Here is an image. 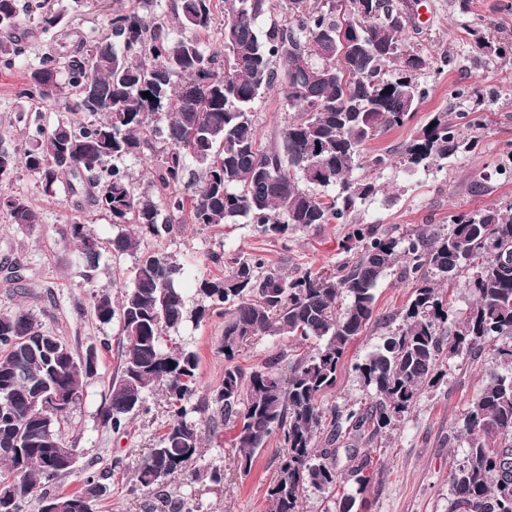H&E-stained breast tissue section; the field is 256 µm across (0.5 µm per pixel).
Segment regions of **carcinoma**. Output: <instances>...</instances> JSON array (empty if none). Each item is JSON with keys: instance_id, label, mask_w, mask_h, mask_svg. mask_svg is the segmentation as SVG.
Instances as JSON below:
<instances>
[{"instance_id": "1", "label": "carcinoma", "mask_w": 512, "mask_h": 512, "mask_svg": "<svg viewBox=\"0 0 512 512\" xmlns=\"http://www.w3.org/2000/svg\"><path fill=\"white\" fill-rule=\"evenodd\" d=\"M352 2L358 37L345 45L322 37L340 26L323 0H172L170 21L117 9L102 28L79 36L77 50L29 68L21 95L93 120L38 127L20 151L0 146V179L22 163L40 175L46 194L80 192L112 223L136 225L112 239L115 251L136 253L144 237L169 233L185 218L205 226L251 224L272 237L324 224L351 229L345 247L351 257L333 284L308 271L274 274L259 257L237 256L227 274L198 283V304L190 308L179 288L183 266L151 252L138 259L132 286L120 297L93 296L99 321H118L122 333L102 422L123 432L151 412L149 395L164 397L166 429L136 469V485L155 492L145 512H195L167 491L178 479L224 482L223 469L199 464L193 417L209 409L233 432V464L244 475L258 450L279 441L269 512H299L309 487L335 492L331 460L336 438L346 437L355 487L341 507L352 512L377 474L374 460L358 453L363 440L407 412L434 385L445 359L476 358L493 339L512 338V268L495 258L512 252V213L495 206L452 215L447 234L396 226L376 235L351 221L358 203L379 192L371 179H352L353 171L389 163L386 154L365 155L366 142L410 121L429 94L417 80L427 60L400 38L411 24L402 0ZM36 7V29L54 39L62 15L43 0ZM277 8L283 23L272 16ZM32 14L18 0H0V64L20 60ZM214 28L220 51L200 40ZM274 87L292 116L276 146L264 150L255 102ZM482 105L478 98L476 108L454 119L445 110L431 113L401 153L403 169H441L472 151V132L484 124ZM158 142L165 147L153 175L157 201L137 192L118 162ZM190 159L198 167L193 179ZM183 186L192 188L191 198L179 194ZM0 212L10 224L39 223L19 195L0 198ZM70 230L82 261L98 268L101 240L83 224ZM470 269L473 300L458 316L438 284ZM430 270L439 283L427 279ZM391 271L415 288L392 316L398 326L353 365L372 401L346 413L327 410L320 398L335 385L350 343L372 325L378 283ZM213 315L224 318L220 349L227 365L221 385L197 400L199 357L175 334ZM267 335L286 336L293 347L247 370L234 363L244 342ZM497 359L509 372L490 369L471 400L463 420L467 458L453 475L449 512H512V495L503 493L512 484V344L497 347ZM96 368L43 332L30 313L0 315V512H24L39 485L40 512H92L106 493L96 475L84 479L80 492L47 490L72 470L76 449L62 427ZM46 409L55 415L50 434L40 418ZM322 431L325 448L317 446Z\"/></svg>"}]
</instances>
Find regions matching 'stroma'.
<instances>
[{
    "instance_id": "stroma-1",
    "label": "stroma",
    "mask_w": 512,
    "mask_h": 512,
    "mask_svg": "<svg viewBox=\"0 0 512 512\" xmlns=\"http://www.w3.org/2000/svg\"><path fill=\"white\" fill-rule=\"evenodd\" d=\"M50 7L64 15L58 38L72 43L74 34L102 25L113 7H135L136 0H49ZM414 23L407 29L408 48L422 55L426 67L418 80L430 94L413 121L394 127L369 141L366 154L388 153L391 165L377 173L355 170L361 180L374 177L381 190L366 200L355 215L357 223L380 233L392 227L416 228L431 225L449 231L448 217L488 206L512 202V181L494 176L499 160L512 150V0H472L468 13H460L454 0H413ZM482 29L493 43L494 52L476 57L470 30ZM506 55H498V48ZM24 65L0 66V129L7 128L16 113H27L31 126L54 128L68 114L52 104L20 96L25 83ZM481 90L490 104L483 128L477 130L478 147L443 169H430L407 176L398 162L403 147L417 136L430 113L448 110L456 114L470 109L473 90ZM288 110L277 92H269L256 103L259 142L274 145L287 124ZM488 173L482 192L473 184ZM25 196L40 216L37 224L7 223L0 217V314L23 309L34 315L44 332L58 336L85 356L98 353V371L73 407L63 431L77 449L72 472L59 477L54 488L60 492L80 489L86 476H103L105 496L94 501L93 512H142L148 491L135 485V470L145 450L162 433L161 414L136 418L124 433H114L100 419L108 387L120 361L118 322L100 323L93 311L92 297L118 295L131 285L137 257L115 252L110 242L127 232V225L110 223L95 212L84 198L49 196L40 177L26 169L16 170L11 179L0 181L1 195ZM80 222L104 242L99 267L88 270L78 257L70 234L72 223ZM346 227L327 224L316 230L293 231L281 240L262 236L248 224L207 227L184 225L171 234L145 239L141 248L174 256L185 269L183 281L218 276L230 270L232 258L260 255L269 270L301 272L330 271L346 253ZM414 286L389 273L376 294L377 321L356 338L337 368L336 385L324 398V407L356 409L370 402L353 363L362 361L387 336L389 318L409 302ZM182 334L200 357L199 391L215 389L224 378L226 362L219 346L224 321L205 319ZM495 363V350L486 347L479 359L455 356L445 360L437 384L426 389L404 415L392 421L382 434L360 448L369 454L379 473L366 492V512H448L452 499V476L466 458L467 439L463 419L483 380V372ZM280 445L271 441L256 453L248 475H228L223 487L206 481L175 482L178 493L187 497L198 512H267V488L276 471ZM351 463L346 451L336 456L335 495L307 489L301 512H339L338 498L353 487Z\"/></svg>"
}]
</instances>
